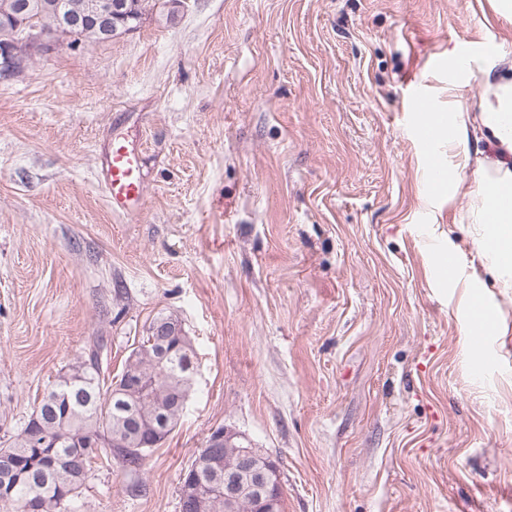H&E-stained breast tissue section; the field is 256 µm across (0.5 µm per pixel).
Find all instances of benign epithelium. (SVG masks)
<instances>
[{"label":"benign epithelium","mask_w":512,"mask_h":512,"mask_svg":"<svg viewBox=\"0 0 512 512\" xmlns=\"http://www.w3.org/2000/svg\"><path fill=\"white\" fill-rule=\"evenodd\" d=\"M29 0H18L15 12L5 14L3 22L14 27L15 37L0 45V76L11 77L24 70L28 60L36 53L54 51L63 40L75 37L85 27L95 29L100 38L110 41L116 37L135 32L141 23L134 6L128 0H89L82 13H73L63 0L53 4L56 28L51 31L35 24L36 17L28 18L25 12ZM240 469L252 473L250 481L254 498L264 512H278L280 487L277 464L268 459L263 467L255 468L258 452L255 448H237ZM243 489V478L238 472H224V499L234 504Z\"/></svg>","instance_id":"obj_1"}]
</instances>
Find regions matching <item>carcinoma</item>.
I'll return each instance as SVG.
<instances>
[{
	"label": "carcinoma",
	"instance_id": "cac0c4a2",
	"mask_svg": "<svg viewBox=\"0 0 512 512\" xmlns=\"http://www.w3.org/2000/svg\"><path fill=\"white\" fill-rule=\"evenodd\" d=\"M104 337L95 336L84 355L47 390L61 398L52 407L41 402L24 429L0 445L12 466L0 470V504L13 512H74L88 473L97 461L115 460L142 488L139 473L148 452L176 428L190 397L195 352L181 322L155 317L112 375ZM90 439L97 452L86 457L75 440ZM225 453L205 440L184 482L193 481L204 501L202 512H225L224 481L215 468Z\"/></svg>",
	"mask_w": 512,
	"mask_h": 512
}]
</instances>
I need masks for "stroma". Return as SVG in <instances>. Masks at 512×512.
I'll use <instances>...</instances> for the list:
<instances>
[{"label": "stroma", "instance_id": "obj_1", "mask_svg": "<svg viewBox=\"0 0 512 512\" xmlns=\"http://www.w3.org/2000/svg\"><path fill=\"white\" fill-rule=\"evenodd\" d=\"M486 0H182L140 28L0 77V440L105 336L111 368L158 315L197 371L145 489L97 464L77 512H180L215 429L278 465L284 512H512V288L499 363L439 288L413 112L448 109L449 47L512 54ZM145 196L110 209L113 141Z\"/></svg>", "mask_w": 512, "mask_h": 512}]
</instances>
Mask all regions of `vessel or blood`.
<instances>
[{"label":"vessel or blood","mask_w":512,"mask_h":512,"mask_svg":"<svg viewBox=\"0 0 512 512\" xmlns=\"http://www.w3.org/2000/svg\"><path fill=\"white\" fill-rule=\"evenodd\" d=\"M139 152L124 142H113L104 174V190L113 212L133 213L144 196Z\"/></svg>","instance_id":"vessel-or-blood-1"}]
</instances>
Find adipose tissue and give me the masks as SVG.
<instances>
[{
    "instance_id": "obj_1",
    "label": "adipose tissue",
    "mask_w": 512,
    "mask_h": 512,
    "mask_svg": "<svg viewBox=\"0 0 512 512\" xmlns=\"http://www.w3.org/2000/svg\"><path fill=\"white\" fill-rule=\"evenodd\" d=\"M479 80L478 105L463 96ZM423 127L438 133L435 151L447 155L444 178L433 179L436 196L467 202L460 215L469 227L474 256L495 284L512 288V56L503 52L473 57L466 44L448 51V109L424 112ZM434 267L441 281L465 289L463 302L477 309V275L465 274L454 252L437 250Z\"/></svg>"
}]
</instances>
